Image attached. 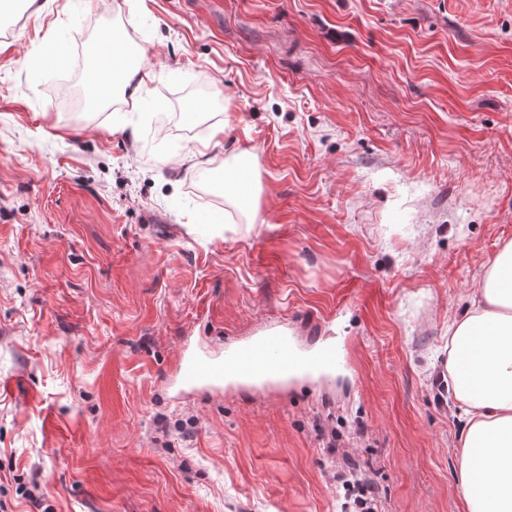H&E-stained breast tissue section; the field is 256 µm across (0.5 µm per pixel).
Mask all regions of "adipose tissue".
Segmentation results:
<instances>
[{"label": "adipose tissue", "mask_w": 512, "mask_h": 512, "mask_svg": "<svg viewBox=\"0 0 512 512\" xmlns=\"http://www.w3.org/2000/svg\"><path fill=\"white\" fill-rule=\"evenodd\" d=\"M224 182L225 204L255 222L260 186L242 159L225 164ZM448 332V374L466 414L459 460L465 512H512V241Z\"/></svg>", "instance_id": "ef3b65f1"}]
</instances>
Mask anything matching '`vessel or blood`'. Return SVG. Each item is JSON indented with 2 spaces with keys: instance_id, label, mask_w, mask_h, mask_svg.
Wrapping results in <instances>:
<instances>
[{
  "instance_id": "vessel-or-blood-1",
  "label": "vessel or blood",
  "mask_w": 512,
  "mask_h": 512,
  "mask_svg": "<svg viewBox=\"0 0 512 512\" xmlns=\"http://www.w3.org/2000/svg\"><path fill=\"white\" fill-rule=\"evenodd\" d=\"M347 366L344 346L327 343L311 350L299 346L286 328L264 325L251 336L214 357L184 347L173 377L179 390L227 386H257L285 383L300 377H317L332 384L339 370Z\"/></svg>"
}]
</instances>
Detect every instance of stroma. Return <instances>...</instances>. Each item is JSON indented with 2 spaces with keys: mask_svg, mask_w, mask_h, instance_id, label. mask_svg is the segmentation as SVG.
Wrapping results in <instances>:
<instances>
[{
  "mask_svg": "<svg viewBox=\"0 0 512 512\" xmlns=\"http://www.w3.org/2000/svg\"><path fill=\"white\" fill-rule=\"evenodd\" d=\"M114 30L154 79L79 112ZM244 153L253 224L199 182ZM509 240L512 0H27L0 24V500L353 512V465L382 512H463L448 325ZM270 323L351 370L167 389L184 337Z\"/></svg>",
  "mask_w": 512,
  "mask_h": 512,
  "instance_id": "35a3bbf8",
  "label": "stroma"
}]
</instances>
